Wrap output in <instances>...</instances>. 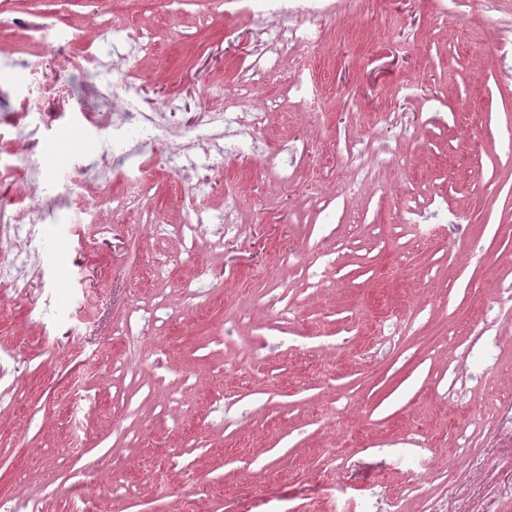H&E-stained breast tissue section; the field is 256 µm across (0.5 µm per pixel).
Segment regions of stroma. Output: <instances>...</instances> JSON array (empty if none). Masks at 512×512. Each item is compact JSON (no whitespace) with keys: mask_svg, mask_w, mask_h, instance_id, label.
Segmentation results:
<instances>
[{"mask_svg":"<svg viewBox=\"0 0 512 512\" xmlns=\"http://www.w3.org/2000/svg\"><path fill=\"white\" fill-rule=\"evenodd\" d=\"M237 9L0 0V159L18 170L39 155L35 203L52 213L0 237L22 285L0 301L13 350L0 499L21 512H512V0H336L318 47H289L253 85L256 145L174 160L148 132L144 174L113 171L111 138L85 120L111 109L112 77L59 67L57 51L123 57L135 91L122 109L186 130L223 111L268 37ZM115 24L149 48L113 45ZM299 54L325 90L316 112L287 99ZM32 67L71 93L16 126L6 114ZM287 146L306 159L274 179ZM198 168L211 180L194 188ZM116 192L129 208L113 209ZM228 194L246 235L211 224L186 251V208L220 216ZM84 368L74 412L63 389Z\"/></svg>","mask_w":512,"mask_h":512,"instance_id":"35a3bbf8","label":"stroma"}]
</instances>
